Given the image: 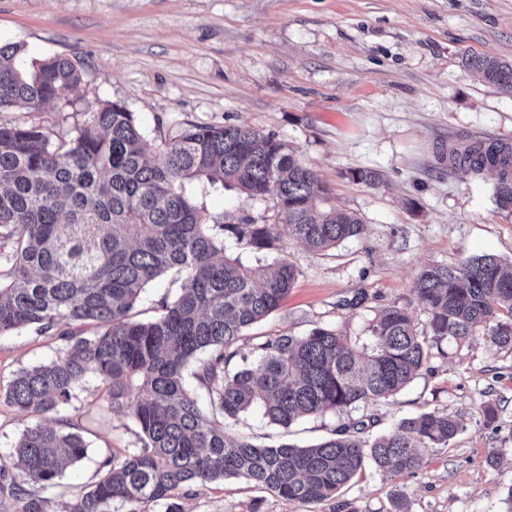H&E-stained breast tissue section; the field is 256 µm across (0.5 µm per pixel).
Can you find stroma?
Masks as SVG:
<instances>
[{"label": "stroma", "mask_w": 512, "mask_h": 512, "mask_svg": "<svg viewBox=\"0 0 512 512\" xmlns=\"http://www.w3.org/2000/svg\"><path fill=\"white\" fill-rule=\"evenodd\" d=\"M0 42L23 45L24 65L58 55L84 74L78 105L55 100L29 113L31 121L67 130L74 112L118 101L152 146L187 122L252 127L286 143L326 185L331 204L361 217L362 236L328 253L287 243L300 275L252 334L303 336L320 325L364 338L395 303L422 326L414 284L425 265L483 254L512 261V211L495 202L496 171L476 176L443 159L475 141H512V95L462 61L472 53L512 60V0H0ZM356 168L379 171L381 182H354ZM203 202L213 214L284 221L270 197L218 190ZM361 290L368 302L347 307ZM56 347L32 330L0 336V386ZM103 390L88 378L72 415L87 431L88 456L52 500L80 492L105 455L140 445L134 423L102 409ZM430 410L456 417L463 431L430 449L417 473L367 467L343 492L352 512H390L395 497L410 512H506L512 350L482 330L464 345L445 344L428 371L375 406L369 432ZM342 421L329 412L284 430L255 410L241 429L261 445L309 446ZM177 502L183 512H309L236 479L191 486Z\"/></svg>", "instance_id": "35a3bbf8"}]
</instances>
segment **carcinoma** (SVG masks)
Instances as JSON below:
<instances>
[{"mask_svg": "<svg viewBox=\"0 0 512 512\" xmlns=\"http://www.w3.org/2000/svg\"><path fill=\"white\" fill-rule=\"evenodd\" d=\"M23 51L0 43V114L80 101L83 73L75 64L50 56L27 73ZM464 64L512 93V63L474 54ZM448 165L474 175L495 170L496 204L512 210L511 142L452 150ZM192 182L271 196L286 223L212 215L187 193ZM327 201L314 171L251 127L187 123L150 150L117 101L67 131L0 118V335L32 329L60 340L49 361L0 387V400L32 417L8 459L0 458V495L8 494L13 512L158 503L181 512L171 502L178 491L228 478L308 506L336 499L368 464L414 473L428 449L447 446L461 426L435 411L370 440L367 419L350 420L307 447L258 446L236 429L253 409L286 429L305 417L374 406L444 354V342L463 344L479 326L493 344L512 349V264L485 254L419 273L422 330L395 303L370 326L369 347L318 326L305 336H260L255 362L230 370L246 361L245 330L274 314L298 278L282 256L286 242L326 253L364 233L357 214ZM233 245L262 255L264 265H244ZM168 274L180 292L160 298L152 319H136L146 287ZM187 369L208 404L187 385ZM90 373L105 385L103 406L140 429L141 446L110 453L87 488L51 511L47 494L88 445L78 426L42 416L79 410L76 391Z\"/></svg>", "mask_w": 512, "mask_h": 512, "instance_id": "1", "label": "carcinoma"}]
</instances>
